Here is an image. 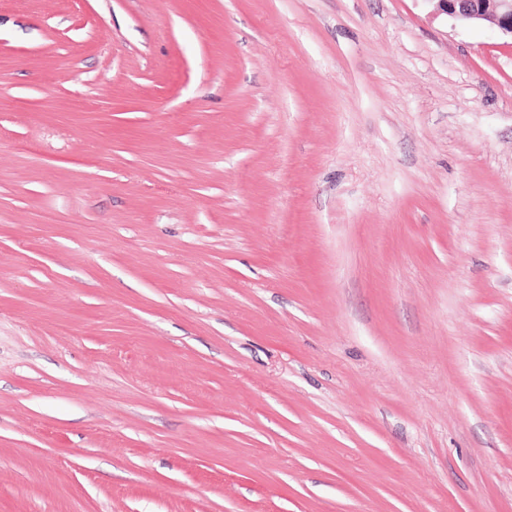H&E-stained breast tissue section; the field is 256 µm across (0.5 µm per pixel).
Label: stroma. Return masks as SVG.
<instances>
[{"label": "stroma", "instance_id": "35a3bbf8", "mask_svg": "<svg viewBox=\"0 0 512 512\" xmlns=\"http://www.w3.org/2000/svg\"><path fill=\"white\" fill-rule=\"evenodd\" d=\"M0 512H512V39L0 0Z\"/></svg>", "mask_w": 512, "mask_h": 512}]
</instances>
